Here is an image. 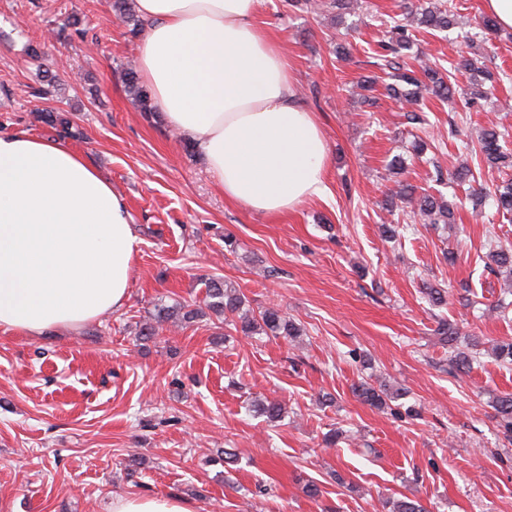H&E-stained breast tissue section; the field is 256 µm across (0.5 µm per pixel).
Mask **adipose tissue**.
Listing matches in <instances>:
<instances>
[{
  "instance_id": "obj_1",
  "label": "adipose tissue",
  "mask_w": 512,
  "mask_h": 512,
  "mask_svg": "<svg viewBox=\"0 0 512 512\" xmlns=\"http://www.w3.org/2000/svg\"><path fill=\"white\" fill-rule=\"evenodd\" d=\"M137 64L166 122L197 144L225 198L279 215L320 195L329 146L259 0H136ZM139 240L124 199L67 146L0 134V332L75 330L128 299ZM110 512H193L118 496Z\"/></svg>"
}]
</instances>
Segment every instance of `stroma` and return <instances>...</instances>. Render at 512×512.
<instances>
[{"instance_id":"1","label":"stroma","mask_w":512,"mask_h":512,"mask_svg":"<svg viewBox=\"0 0 512 512\" xmlns=\"http://www.w3.org/2000/svg\"><path fill=\"white\" fill-rule=\"evenodd\" d=\"M112 2L0 0V133L80 153L123 197L140 241L119 312L44 338L0 334V512H108L128 494L177 495L194 512H384L404 497L427 512H512V443L493 408L512 393V366L483 353L469 374H451L436 333L444 318L487 346L512 339V305L494 311L503 277L488 267L490 250L512 245V221L490 204L473 213L466 186L448 179L461 158L477 166L467 150L488 122L512 148V32L480 44L486 66L508 75L481 107L431 99L424 124H410L386 96L363 104L358 86L377 74L383 22L402 0L319 13L261 0L258 23L277 37L329 145L321 196L269 216L225 199L194 142L162 112L139 110L123 69L144 36ZM415 46L442 66L470 49L463 36L421 30ZM41 110L69 119L68 133L38 121ZM417 135L430 148L410 158L405 181L463 205L455 223L389 242L379 227L397 218L381 204L397 183L386 165ZM213 279L255 311L279 310L302 336L230 334L212 314L141 336L158 308L201 302ZM426 282L453 290L447 306L428 302ZM357 353L405 389L417 418L353 395ZM264 398L281 403V421L254 412ZM332 429L341 437L330 446ZM223 450L234 462L217 463Z\"/></svg>"}]
</instances>
